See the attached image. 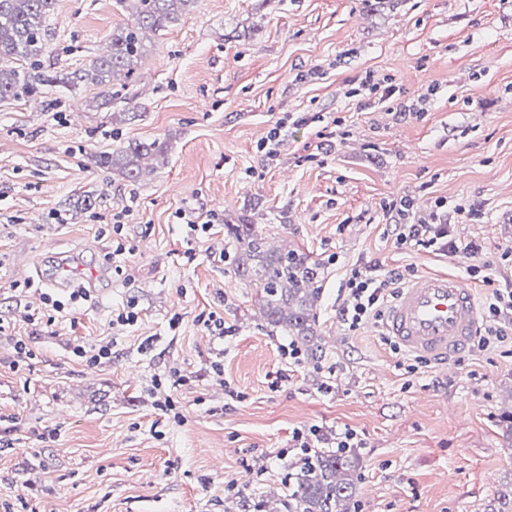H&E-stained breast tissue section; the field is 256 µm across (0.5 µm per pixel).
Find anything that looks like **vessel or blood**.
<instances>
[{
	"label": "vessel or blood",
	"instance_id": "b4317fda",
	"mask_svg": "<svg viewBox=\"0 0 512 512\" xmlns=\"http://www.w3.org/2000/svg\"><path fill=\"white\" fill-rule=\"evenodd\" d=\"M385 329L404 353L428 359L445 371L458 356L473 350L479 309L457 275H421L401 288L389 305Z\"/></svg>",
	"mask_w": 512,
	"mask_h": 512
}]
</instances>
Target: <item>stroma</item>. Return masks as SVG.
<instances>
[{
  "label": "stroma",
  "mask_w": 512,
  "mask_h": 512,
  "mask_svg": "<svg viewBox=\"0 0 512 512\" xmlns=\"http://www.w3.org/2000/svg\"><path fill=\"white\" fill-rule=\"evenodd\" d=\"M129 16L58 0L47 71L88 67ZM146 45L111 100L85 84L0 101V512H278L314 425L364 443L351 512H490L512 484V340L445 376L339 306L370 263L459 275L483 311L512 289V0H196ZM153 141L139 181L93 161ZM401 197L482 254L398 245ZM228 223L326 261L319 356L283 355ZM46 252L111 281L54 311ZM130 304L137 322L115 324Z\"/></svg>",
  "instance_id": "35a3bbf8"
}]
</instances>
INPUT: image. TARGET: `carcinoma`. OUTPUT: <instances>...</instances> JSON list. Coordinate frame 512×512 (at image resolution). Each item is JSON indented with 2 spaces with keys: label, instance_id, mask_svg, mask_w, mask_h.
Returning <instances> with one entry per match:
<instances>
[{
  "label": "carcinoma",
  "instance_id": "carcinoma-1",
  "mask_svg": "<svg viewBox=\"0 0 512 512\" xmlns=\"http://www.w3.org/2000/svg\"><path fill=\"white\" fill-rule=\"evenodd\" d=\"M133 2L132 20L112 31L106 53L89 68L65 76L42 68L48 49L46 21L57 0H0V100L32 98L44 86L70 88L90 82L110 95L112 77L133 76L146 52V33H156L177 23L195 0H117ZM156 144L130 143L100 156L101 167H119L130 181L142 177L141 159L158 154ZM227 233L243 244L233 260V273L260 294L266 323L315 354L321 350L315 331L316 306L322 294L324 264L309 254L267 247L266 237L251 224H227ZM359 458L349 450L316 451L301 460L299 470L288 477V498L283 512H347L355 501Z\"/></svg>",
  "mask_w": 512,
  "mask_h": 512
}]
</instances>
